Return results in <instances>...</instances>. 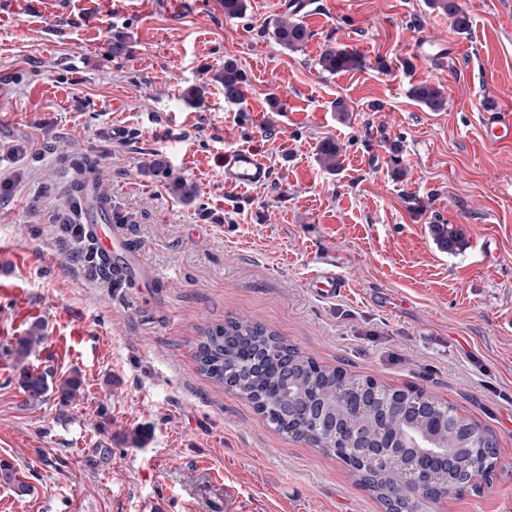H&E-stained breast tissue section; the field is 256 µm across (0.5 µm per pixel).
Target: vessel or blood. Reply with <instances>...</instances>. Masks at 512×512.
Here are the masks:
<instances>
[{"label":"vessel or blood","instance_id":"b4317fda","mask_svg":"<svg viewBox=\"0 0 512 512\" xmlns=\"http://www.w3.org/2000/svg\"><path fill=\"white\" fill-rule=\"evenodd\" d=\"M480 118L489 139L499 143L512 142V109L486 108ZM223 170L224 182L228 185H263L272 178L269 167L249 149L225 153ZM79 192L85 201L83 230L101 262L111 271L114 283L137 289L156 287V272L143 260L123 225L117 223L112 214V200L101 191L94 172L86 173ZM310 285L327 299L335 298L344 288L342 279L330 269L313 275Z\"/></svg>","mask_w":512,"mask_h":512}]
</instances>
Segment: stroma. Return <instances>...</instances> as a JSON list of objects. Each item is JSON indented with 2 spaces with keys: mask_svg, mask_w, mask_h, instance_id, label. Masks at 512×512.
I'll list each match as a JSON object with an SVG mask.
<instances>
[{
  "mask_svg": "<svg viewBox=\"0 0 512 512\" xmlns=\"http://www.w3.org/2000/svg\"><path fill=\"white\" fill-rule=\"evenodd\" d=\"M460 2L464 34L427 0H318L293 52L269 35L281 0H247L235 19L221 0H0V285L27 288L38 311L28 364L81 380L69 405L25 403L15 348L29 326L0 294V461L16 474L0 479V512H211L201 491L216 481L234 512H384L341 459L198 371L199 328L230 317L491 430L489 484L423 512H512V144L479 118L484 101L512 106V0ZM423 36L448 59L420 56ZM336 46L363 67L320 72ZM229 59L248 79L239 105L224 100ZM422 81L444 87L445 110L409 96ZM327 138L342 149L333 172L316 156ZM241 148L267 185L225 184L221 158ZM86 162L157 287L88 275L61 248L48 218L82 223ZM436 224L464 247H441ZM326 268L345 281L333 299L308 286ZM432 230L437 242L448 251L460 249L465 244L462 234L453 226L436 224L433 225Z\"/></svg>",
  "mask_w": 512,
  "mask_h": 512,
  "instance_id": "stroma-1",
  "label": "stroma"
}]
</instances>
